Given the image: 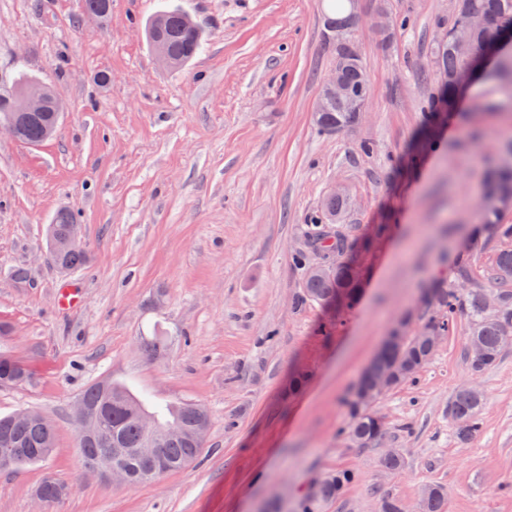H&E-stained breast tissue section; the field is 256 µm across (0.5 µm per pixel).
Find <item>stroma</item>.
I'll return each instance as SVG.
<instances>
[{"instance_id": "stroma-1", "label": "stroma", "mask_w": 512, "mask_h": 512, "mask_svg": "<svg viewBox=\"0 0 512 512\" xmlns=\"http://www.w3.org/2000/svg\"><path fill=\"white\" fill-rule=\"evenodd\" d=\"M378 6H353L368 113L322 135L310 113L333 68L328 0H112L102 21L82 20L79 0H0V77L50 83L63 106L49 141L0 133V355L37 377L0 387V416L36 409L56 438L47 463L0 470V512H296L336 470L356 479L323 512H379L385 494L420 512L432 484L447 486L448 512H512V342L472 374L467 318L416 381L376 401L385 445L358 448L343 432L363 368L394 324L420 317L432 276L455 279L463 250L476 270L490 266L500 242L480 227L482 190L512 143L500 128L512 84L478 80L409 162L438 90L431 49L450 0H386L400 21L387 44ZM166 8L205 33L176 70L156 63L146 35ZM335 189L352 200L340 224L349 241L373 244L357 257V301L328 313L303 301L295 253ZM62 209L88 255L69 272L45 257ZM64 286L79 290V308L59 306ZM297 369L307 379L294 390ZM108 381L158 410L205 405L199 458L136 488L86 470L73 408ZM471 383L483 429L462 441L447 407ZM390 448L402 469L383 468ZM48 476L69 492L42 507Z\"/></svg>"}]
</instances>
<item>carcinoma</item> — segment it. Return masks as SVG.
Here are the masks:
<instances>
[{
	"instance_id": "cac0c4a2",
	"label": "carcinoma",
	"mask_w": 512,
	"mask_h": 512,
	"mask_svg": "<svg viewBox=\"0 0 512 512\" xmlns=\"http://www.w3.org/2000/svg\"><path fill=\"white\" fill-rule=\"evenodd\" d=\"M495 21L500 34L512 33V0H460L459 12L448 17V25L442 27L435 41L432 56L440 92L431 104L429 121H435L442 112L452 111L457 96L453 85L454 75L463 67L475 64V59L459 53L452 37L445 36L466 18ZM160 19L158 33L170 53L180 61L188 62L197 52L202 32L185 24L184 13L166 10L157 14ZM340 76L348 87V95L331 97L315 123L316 129L325 135L342 132L355 124L356 103L369 98L371 83L359 59L345 58ZM33 82L29 77H19L8 86L0 87V108L7 107L11 92ZM43 121L34 118L24 123L22 141H41ZM485 199L482 204V220L495 226L500 248L495 253L494 265L487 279L478 281L473 277L469 257L457 259V279L470 284L461 291L448 284L447 278L439 275L434 279L429 299L435 301L436 314L425 319L422 326L432 330L439 328L449 334L458 316L468 318L470 328L468 340L482 345L484 358L469 362L472 372L479 374L493 367L500 358L505 344L512 340V224L500 222L502 212L512 208V164L500 165L487 181ZM349 207V197L341 192H331L322 201L319 214L310 220L305 230L303 247L296 252L299 265L305 269L303 297L322 307L336 304L350 305L358 295V282L353 276L354 265L348 258L352 245L342 232L335 228L341 215ZM319 257L327 271L313 269L310 256ZM61 270H73L87 262V255L75 249L51 258ZM434 353L429 346L414 334H404L398 343L388 345L380 354L382 368H387L401 358L406 359L410 369L402 374L397 384L417 378L430 363ZM14 379L32 384L35 378L19 362L1 356L0 380ZM93 419V426L85 439H76L85 469L94 471L105 463L116 462L128 473L129 486L151 483L160 478L147 462L137 455L143 447L147 431L140 416L149 415L163 429L176 427L179 432L167 437L156 434L161 441L163 455L168 465L167 473L186 469L200 454L203 443L195 440L191 430L197 411H207L201 404L178 402L170 404L161 414L151 412L143 401L125 386L105 382L87 388L79 399ZM482 395L463 387L454 393L448 402V418L455 424L460 440H468L482 431L480 410ZM351 422L348 438L356 446L369 447L386 436L385 423L371 406H350ZM8 451L13 458L12 469H20L43 462L51 457L55 449V429L44 415L19 410L9 416L0 417V449ZM354 479L347 471H336L326 475L317 495L304 494L298 512H322L323 506L341 498L346 486ZM46 503L58 502L67 494V487L53 478L45 479L39 486ZM448 488L431 485L423 494V512H447Z\"/></svg>"
}]
</instances>
